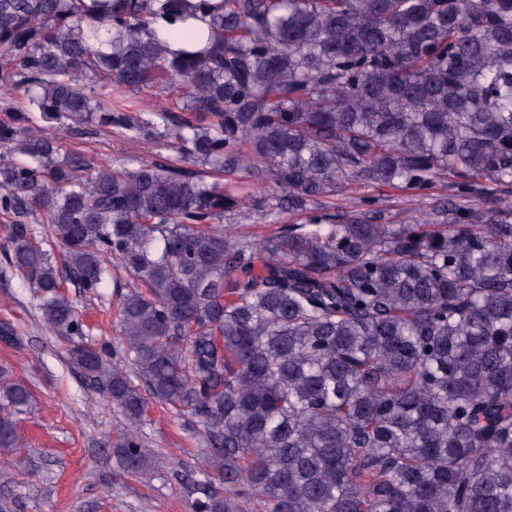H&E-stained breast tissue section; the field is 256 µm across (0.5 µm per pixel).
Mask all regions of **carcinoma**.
Segmentation results:
<instances>
[{
  "label": "carcinoma",
  "mask_w": 512,
  "mask_h": 512,
  "mask_svg": "<svg viewBox=\"0 0 512 512\" xmlns=\"http://www.w3.org/2000/svg\"><path fill=\"white\" fill-rule=\"evenodd\" d=\"M0 81L30 107L0 97L6 270L123 412L124 471L153 467L151 399L205 429L224 495L195 512H512V0H0ZM93 124L176 158L110 170L55 134ZM242 179L273 224L317 208L226 227ZM440 182L404 224L328 202ZM116 270L119 361L64 289Z\"/></svg>",
  "instance_id": "carcinoma-1"
}]
</instances>
